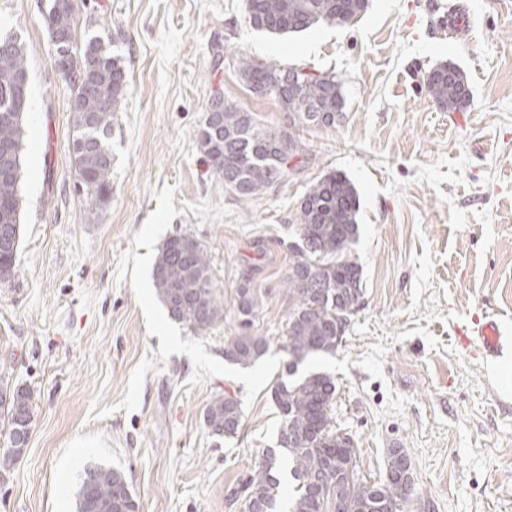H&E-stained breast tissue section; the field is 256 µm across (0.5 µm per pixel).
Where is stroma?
I'll list each match as a JSON object with an SVG mask.
<instances>
[{"instance_id":"35a3bbf8","label":"stroma","mask_w":512,"mask_h":512,"mask_svg":"<svg viewBox=\"0 0 512 512\" xmlns=\"http://www.w3.org/2000/svg\"><path fill=\"white\" fill-rule=\"evenodd\" d=\"M439 0H369L345 26L271 35L247 0H73L75 49L111 39L126 74L112 124V193L89 210L72 162L73 95L57 73L47 0H0V29L22 31L30 77L14 281L0 283V374L33 393L19 462L0 470V512H75L83 469L121 470L138 512H244L240 492L280 414L285 369L288 227L311 183L345 174L359 196L353 253L363 306L336 353L309 361L337 383L336 425L360 450V474L384 475L405 449L409 512H512V0H463L469 39L448 35ZM248 58L336 75L335 127L301 130L296 171L245 199L199 148L215 92L270 128L288 114L243 82ZM451 62L471 90L441 110L424 78ZM207 249L224 319L195 334L154 294L166 240ZM255 288L253 330L269 350L242 368L224 359L233 301ZM502 323L504 354L461 345L475 318ZM241 403L235 436L212 435L217 395Z\"/></svg>"}]
</instances>
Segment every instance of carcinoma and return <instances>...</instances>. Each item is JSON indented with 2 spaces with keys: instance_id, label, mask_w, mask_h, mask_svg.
Wrapping results in <instances>:
<instances>
[{
  "instance_id": "carcinoma-1",
  "label": "carcinoma",
  "mask_w": 512,
  "mask_h": 512,
  "mask_svg": "<svg viewBox=\"0 0 512 512\" xmlns=\"http://www.w3.org/2000/svg\"><path fill=\"white\" fill-rule=\"evenodd\" d=\"M250 25L275 35L300 33L317 25L354 22L368 8V0H247ZM44 16L48 33L74 32L71 0H49ZM73 69L75 138L73 164L84 188L86 203L94 209L112 193V118L126 89L124 68L112 55V42L91 38L78 53L69 54ZM240 74L254 93L270 95L294 114L298 126L332 127L342 116L341 83L327 73L288 72L248 59L240 60ZM29 83L25 43L14 32H0V282L20 274L18 252L23 202L19 185L25 120L29 103L18 90ZM429 96L445 112H461L469 103L468 84L453 64L441 63L425 79ZM217 110L206 118L200 148L205 161L224 177V184L242 197L260 194L270 184L288 178L287 161L302 154L296 129H272L247 112L212 95ZM359 199L354 185L341 172H329L312 183L300 203L298 223L289 225L296 242L289 244L286 285L293 303L285 319L288 363L272 388L281 427L275 446L249 476L243 493L245 512H278L288 494V512H403L407 498L388 478L398 474L401 460L388 449L385 475L377 482L360 476L359 451L349 434L336 426V378L326 371L298 374L299 366L320 356L335 354L343 341L354 296L364 295L362 267L347 254L357 243ZM153 286L170 316L188 324L197 334L208 332L224 319V291L212 278L207 250L189 235H173L160 250ZM234 309L239 333L224 340V359L248 367L269 349L265 336L251 331L258 310L254 289L237 288ZM0 414L8 432L15 424L14 406L33 407L25 387L0 384ZM243 413L240 402L226 395L214 397L205 411V425L217 436L237 434ZM26 443L8 442L0 452V468L13 467ZM97 492L95 512H137V503L122 471L90 463L76 493L75 512H89L87 483Z\"/></svg>"
}]
</instances>
